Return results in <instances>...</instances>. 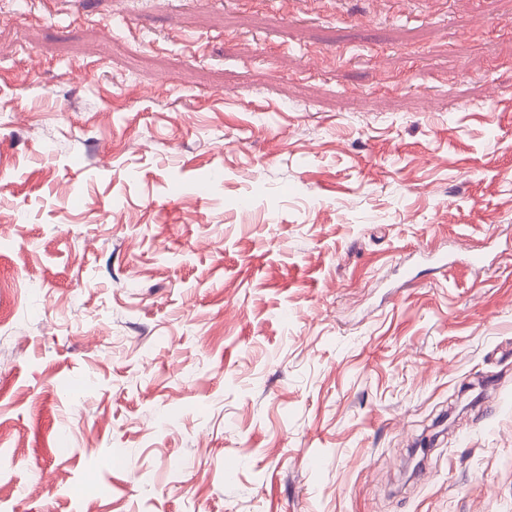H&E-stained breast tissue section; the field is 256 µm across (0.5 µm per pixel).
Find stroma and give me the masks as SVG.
I'll use <instances>...</instances> for the list:
<instances>
[{"instance_id":"1","label":"stroma","mask_w":512,"mask_h":512,"mask_svg":"<svg viewBox=\"0 0 512 512\" xmlns=\"http://www.w3.org/2000/svg\"><path fill=\"white\" fill-rule=\"evenodd\" d=\"M0 512H512V0H0Z\"/></svg>"}]
</instances>
